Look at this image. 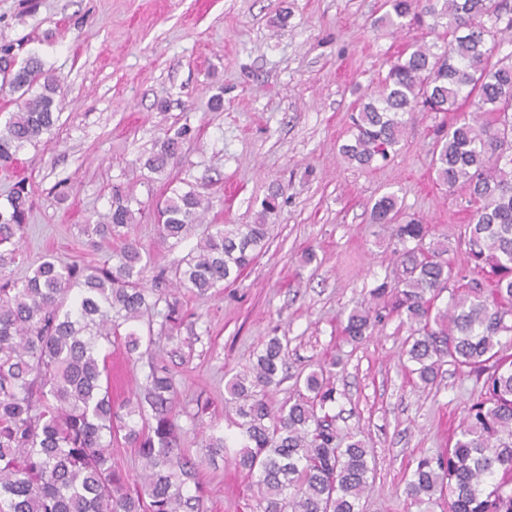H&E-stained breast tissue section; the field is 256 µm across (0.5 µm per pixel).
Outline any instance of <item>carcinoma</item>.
Instances as JSON below:
<instances>
[{"mask_svg": "<svg viewBox=\"0 0 512 512\" xmlns=\"http://www.w3.org/2000/svg\"><path fill=\"white\" fill-rule=\"evenodd\" d=\"M384 20L456 34L440 52L414 44L390 62L353 120L351 138L339 148L349 161L369 168L396 151L417 108L452 115L432 150V169L448 189L469 188L480 203L466 226L474 268L491 276L492 298L473 279L450 294L445 310L431 315L432 301L457 276L442 258L443 241L426 242L428 228L402 212L393 193L371 208L374 224L391 226L398 275L370 291L351 310L344 332L352 342L380 321L372 305L388 296L405 316L410 334L404 355L421 385L433 384L444 363L481 382L465 410L448 453L417 462L406 494L420 512L448 495V512H512V51L499 55L501 35L512 44V0H385ZM0 90L19 94L20 109L0 127V168L10 169L18 152L38 143L58 120L59 80L34 54L19 58L0 47ZM470 101L473 111H461ZM190 128L165 135L145 166L163 173L182 157ZM213 206L194 188L175 191L158 210L159 235L173 245L202 229L175 272L179 285L204 295L234 282L262 250L269 225L207 224ZM30 195L19 181L0 204V269L14 260L28 224ZM131 200L115 190L108 212L91 233L118 238L112 260L100 265H63L47 257L19 282L0 274V512H207L199 486L189 490L198 462L182 448L181 418L199 421L176 400L167 365L150 361L139 392L112 404L102 385L112 330L126 327L129 355L153 342L144 315L155 311L159 331L173 334L186 322L178 297L142 286L150 262L124 228L134 223ZM256 361L227 383L241 446L232 457L255 479L253 512H361L374 466L364 442L340 434L326 408L336 402L325 370L296 377L303 386L278 407L268 389L281 383L288 343L274 336ZM126 431L138 454L143 483L128 484L112 467V432ZM235 441L211 433L207 455L228 454Z\"/></svg>", "mask_w": 512, "mask_h": 512, "instance_id": "carcinoma-1", "label": "carcinoma"}]
</instances>
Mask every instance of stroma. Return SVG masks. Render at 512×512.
<instances>
[{
  "mask_svg": "<svg viewBox=\"0 0 512 512\" xmlns=\"http://www.w3.org/2000/svg\"><path fill=\"white\" fill-rule=\"evenodd\" d=\"M383 2L0 0V44L36 53L58 77L64 104L53 130L0 170V202L23 180L32 204L4 273L25 280L48 255L64 264L108 260L118 240L91 241L83 227L120 188L139 207L129 234L151 257L143 286L176 292L191 319L141 352L166 360L181 406L207 404L201 430L234 433L227 380L267 337L286 338L292 371L329 368V414L375 459L363 512H418L406 484L419 459L453 446L480 386L448 364L433 385H421L401 357L408 328L398 314L383 313L358 343L347 340L342 321L396 268L389 225L371 221L378 197L395 194L433 238L447 239L460 276L435 301L437 311L478 275L464 236L475 204L467 187L450 190L436 179L433 113L415 112L388 161L363 169L339 152L355 105L390 61L415 41L446 44L443 28L383 22ZM219 90L224 107L210 111ZM184 125L192 133L181 163L163 174L144 168L155 142ZM189 183L213 200L206 223L270 225L238 279L203 296L177 287L174 276L195 237L173 246L157 227V204ZM275 189L279 208L263 215ZM338 357L343 366L332 367ZM103 379L117 404L141 383V366L122 342ZM184 446L200 461L208 512H252L257 491L244 471L205 458L195 434Z\"/></svg>",
  "mask_w": 512,
  "mask_h": 512,
  "instance_id": "1",
  "label": "stroma"
}]
</instances>
